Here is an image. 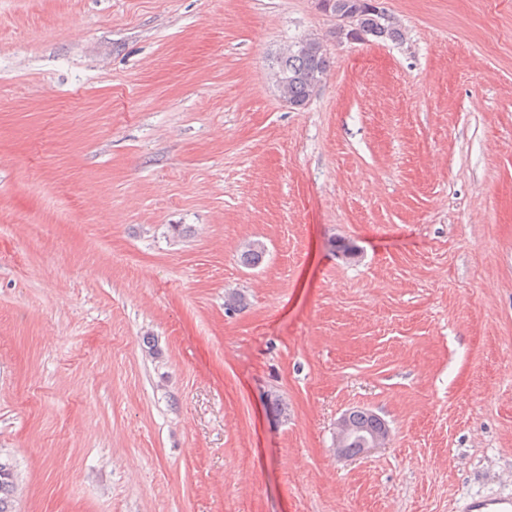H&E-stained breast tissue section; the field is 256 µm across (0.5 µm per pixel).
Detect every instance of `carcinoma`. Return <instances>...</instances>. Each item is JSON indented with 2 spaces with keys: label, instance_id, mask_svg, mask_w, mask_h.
Listing matches in <instances>:
<instances>
[{
  "label": "carcinoma",
  "instance_id": "cac0c4a2",
  "mask_svg": "<svg viewBox=\"0 0 512 512\" xmlns=\"http://www.w3.org/2000/svg\"><path fill=\"white\" fill-rule=\"evenodd\" d=\"M370 0H319L330 12L347 13L356 17L360 32L380 40H397L402 32L396 22L379 18L369 10ZM330 67L329 57L321 41L307 37L284 47L276 56L273 78L281 98L293 108L303 109L320 87ZM265 255V246L251 242L244 247L241 261L256 266ZM344 426L354 434L350 448H360V435L380 433L382 422L367 411L354 410L344 417ZM17 484L15 464L10 456H0V512H14L13 493Z\"/></svg>",
  "mask_w": 512,
  "mask_h": 512
}]
</instances>
